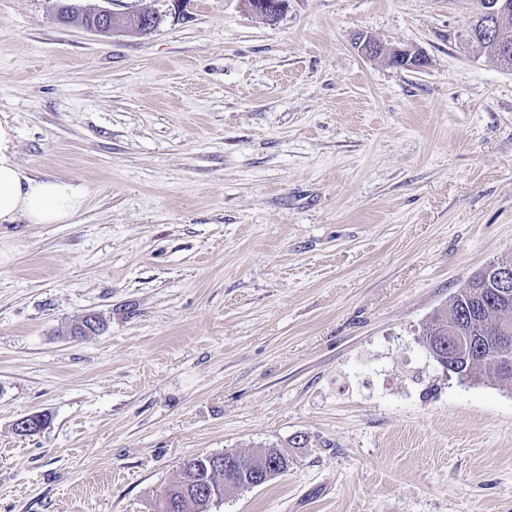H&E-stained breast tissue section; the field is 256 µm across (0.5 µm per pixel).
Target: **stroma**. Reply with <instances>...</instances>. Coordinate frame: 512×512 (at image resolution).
<instances>
[{
    "mask_svg": "<svg viewBox=\"0 0 512 512\" xmlns=\"http://www.w3.org/2000/svg\"><path fill=\"white\" fill-rule=\"evenodd\" d=\"M73 3L164 20L0 0L14 160L86 190L0 226V512H154L185 460L272 445L288 471L214 512H512V385L419 342L512 257V69L464 42L474 0ZM91 13L83 14V18L86 19ZM157 21L161 20L160 14L154 13L152 16L144 15V12L128 13V14H117L109 8H101L90 15V22L86 24V27L97 33H111L115 29H129L139 34H147L154 31L158 24L152 23L154 19Z\"/></svg>",
    "mask_w": 512,
    "mask_h": 512,
    "instance_id": "35a3bbf8",
    "label": "stroma"
}]
</instances>
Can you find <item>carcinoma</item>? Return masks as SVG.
I'll return each instance as SVG.
<instances>
[{
    "label": "carcinoma",
    "instance_id": "cac0c4a2",
    "mask_svg": "<svg viewBox=\"0 0 512 512\" xmlns=\"http://www.w3.org/2000/svg\"><path fill=\"white\" fill-rule=\"evenodd\" d=\"M510 314L512 293L505 300L499 296V289L478 278L472 281L471 287L458 290L449 311L437 312L430 317L423 327L422 338L426 340L435 333L448 332L450 323L475 328L471 332L473 345L462 370L478 383H511L512 369L496 370L491 363V355L497 348L493 324ZM273 463L279 474L288 471L291 465L288 455L274 446L263 448L259 454L226 451L222 453L220 464L211 462L207 455L189 459L183 463L179 478L163 490L157 512H164L165 502L170 498L180 501L181 512H187L190 506L194 512H210L211 497L224 489L225 478L234 480L229 491H240L248 488L253 477L271 469Z\"/></svg>",
    "mask_w": 512,
    "mask_h": 512
}]
</instances>
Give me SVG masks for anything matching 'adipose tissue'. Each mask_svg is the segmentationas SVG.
Listing matches in <instances>:
<instances>
[{
	"mask_svg": "<svg viewBox=\"0 0 512 512\" xmlns=\"http://www.w3.org/2000/svg\"><path fill=\"white\" fill-rule=\"evenodd\" d=\"M13 130L0 124V224L66 223L85 202L82 186L60 178L26 176L15 163Z\"/></svg>",
	"mask_w": 512,
	"mask_h": 512,
	"instance_id": "obj_1",
	"label": "adipose tissue"
}]
</instances>
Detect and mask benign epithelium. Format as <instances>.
<instances>
[{
	"label": "benign epithelium",
	"instance_id": "7a95c632",
	"mask_svg": "<svg viewBox=\"0 0 512 512\" xmlns=\"http://www.w3.org/2000/svg\"><path fill=\"white\" fill-rule=\"evenodd\" d=\"M288 0H253L250 9L275 21L283 13ZM160 14L147 16L142 12L117 14L108 8H101L90 15L86 27L97 33H110L116 29H129L147 34L157 28L155 20ZM512 20V0H481L476 23L467 31L465 40L469 43L482 41L489 45L498 63L512 67V31L508 28ZM472 337L457 328L448 329V341L455 354L469 351Z\"/></svg>",
	"mask_w": 512,
	"mask_h": 512
}]
</instances>
